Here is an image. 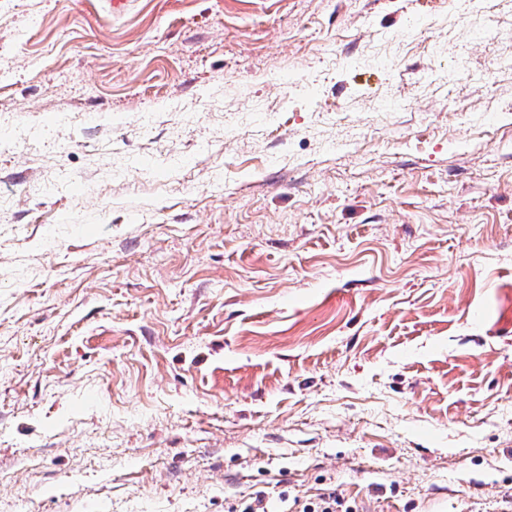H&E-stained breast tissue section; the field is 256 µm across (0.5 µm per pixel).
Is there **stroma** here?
<instances>
[{"instance_id":"stroma-1","label":"stroma","mask_w":512,"mask_h":512,"mask_svg":"<svg viewBox=\"0 0 512 512\" xmlns=\"http://www.w3.org/2000/svg\"><path fill=\"white\" fill-rule=\"evenodd\" d=\"M0 0V512H512V0Z\"/></svg>"}]
</instances>
